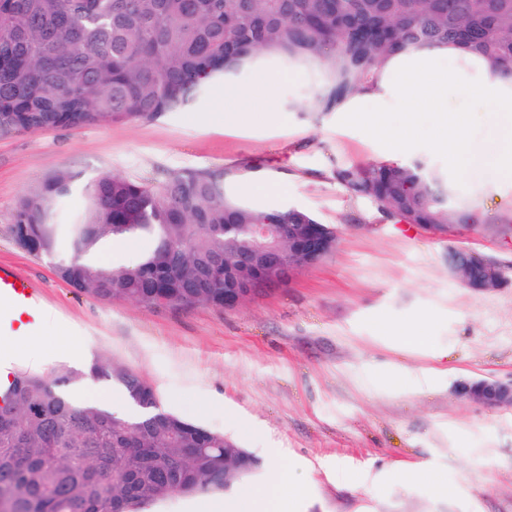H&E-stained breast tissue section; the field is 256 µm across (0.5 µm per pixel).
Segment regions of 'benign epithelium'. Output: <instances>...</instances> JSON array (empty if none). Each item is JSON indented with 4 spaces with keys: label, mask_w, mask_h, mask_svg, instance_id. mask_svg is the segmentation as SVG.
<instances>
[{
    "label": "benign epithelium",
    "mask_w": 512,
    "mask_h": 512,
    "mask_svg": "<svg viewBox=\"0 0 512 512\" xmlns=\"http://www.w3.org/2000/svg\"><path fill=\"white\" fill-rule=\"evenodd\" d=\"M268 235L269 225H256L254 236L261 242V246L244 251L237 257L236 264L231 270L236 276V283L233 287L224 289V309H235L263 290L289 284L303 269L317 264L335 248V243L329 237L313 233L297 243L302 261L291 263L285 261L279 252L264 244ZM254 267H262L272 273L261 289L245 277L247 271ZM448 270L464 286L472 290L490 291L503 285L498 267L466 248H448ZM461 389L463 394L488 406L512 407V380H481L464 383Z\"/></svg>",
    "instance_id": "obj_1"
}]
</instances>
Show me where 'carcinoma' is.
<instances>
[{
    "label": "carcinoma",
    "instance_id": "cac0c4a2",
    "mask_svg": "<svg viewBox=\"0 0 512 512\" xmlns=\"http://www.w3.org/2000/svg\"><path fill=\"white\" fill-rule=\"evenodd\" d=\"M455 49L512 92V0H0V135L149 121L180 112L218 77L277 57L311 74L315 110L383 89L401 56ZM336 181L404 224L478 222L477 205L423 163L338 167ZM222 168L164 181L104 172L79 186L50 173L23 195L16 242L57 260L58 276L103 302L224 307V270L254 224H319L294 207L261 210L225 189ZM153 247L121 266L112 243ZM91 373L120 385V417L81 401L84 374L22 370L0 399V495L18 512H139L161 498L232 487L250 465L221 434L158 409L153 387L110 359Z\"/></svg>",
    "mask_w": 512,
    "mask_h": 512
}]
</instances>
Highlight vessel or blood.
Here are the masks:
<instances>
[{
	"label": "vessel or blood",
	"mask_w": 512,
	"mask_h": 512,
	"mask_svg": "<svg viewBox=\"0 0 512 512\" xmlns=\"http://www.w3.org/2000/svg\"><path fill=\"white\" fill-rule=\"evenodd\" d=\"M40 318V289L37 284L0 265V335H34Z\"/></svg>",
	"instance_id": "vessel-or-blood-1"
}]
</instances>
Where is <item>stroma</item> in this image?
<instances>
[{"mask_svg":"<svg viewBox=\"0 0 512 512\" xmlns=\"http://www.w3.org/2000/svg\"><path fill=\"white\" fill-rule=\"evenodd\" d=\"M263 75L270 88L259 87ZM228 85L252 93L247 113L230 121ZM308 86L307 71L271 59L152 121L0 137V265L41 284L52 315L36 336L44 362L20 354L17 366L50 374L111 358L153 386L161 409L251 453V483L264 484L276 463L301 480L288 512H512V409L459 388L512 379V235L483 224L432 233L351 195L336 168H448L424 147L391 155L344 125L343 111L299 115L291 105ZM206 167L224 168L249 205L296 207L334 226V251L235 309L181 310L81 293L15 240L17 201L52 171L160 180ZM460 190L487 218L512 215V176L475 160ZM452 247L495 262L505 284L461 285L448 271Z\"/></svg>","mask_w":512,"mask_h":512,"instance_id":"obj_1","label":"stroma"}]
</instances>
